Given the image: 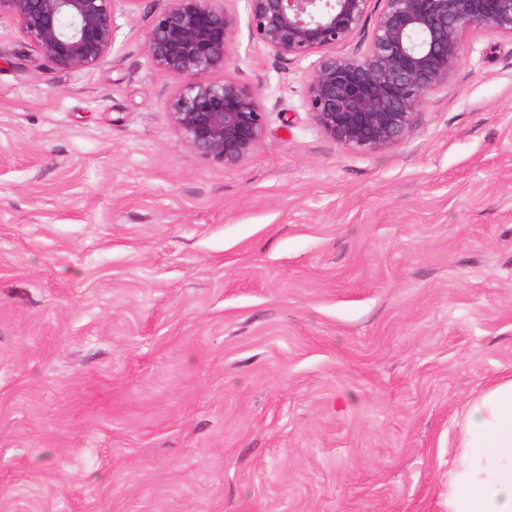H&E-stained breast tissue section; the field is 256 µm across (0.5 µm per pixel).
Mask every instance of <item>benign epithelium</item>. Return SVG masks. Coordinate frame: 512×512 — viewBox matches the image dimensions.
<instances>
[{"label":"benign epithelium","instance_id":"obj_1","mask_svg":"<svg viewBox=\"0 0 512 512\" xmlns=\"http://www.w3.org/2000/svg\"><path fill=\"white\" fill-rule=\"evenodd\" d=\"M130 0H0L37 54L62 71L109 62ZM223 0H167L144 38L161 72L179 79L169 115L205 158L235 167L257 149L265 112L257 93L206 73L231 62L238 18ZM247 0L252 37L282 59L316 57L305 86L313 122L346 149L401 142L429 92L448 81L473 26L512 36V0ZM374 16L366 47L338 54Z\"/></svg>","mask_w":512,"mask_h":512}]
</instances>
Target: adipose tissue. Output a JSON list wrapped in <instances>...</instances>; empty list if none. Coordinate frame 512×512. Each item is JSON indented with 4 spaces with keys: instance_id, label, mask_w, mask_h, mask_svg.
I'll use <instances>...</instances> for the list:
<instances>
[{
    "instance_id": "ef3b65f1",
    "label": "adipose tissue",
    "mask_w": 512,
    "mask_h": 512,
    "mask_svg": "<svg viewBox=\"0 0 512 512\" xmlns=\"http://www.w3.org/2000/svg\"><path fill=\"white\" fill-rule=\"evenodd\" d=\"M447 512H512V375L495 380L462 409Z\"/></svg>"
}]
</instances>
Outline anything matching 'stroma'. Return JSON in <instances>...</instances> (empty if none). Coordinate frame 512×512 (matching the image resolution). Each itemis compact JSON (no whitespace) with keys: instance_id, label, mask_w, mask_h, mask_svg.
Masks as SVG:
<instances>
[{"instance_id":"1","label":"stroma","mask_w":512,"mask_h":512,"mask_svg":"<svg viewBox=\"0 0 512 512\" xmlns=\"http://www.w3.org/2000/svg\"><path fill=\"white\" fill-rule=\"evenodd\" d=\"M131 0L69 73L0 16V512H446L465 403L512 372V37L479 28L397 145L305 105L236 167L172 125Z\"/></svg>"}]
</instances>
